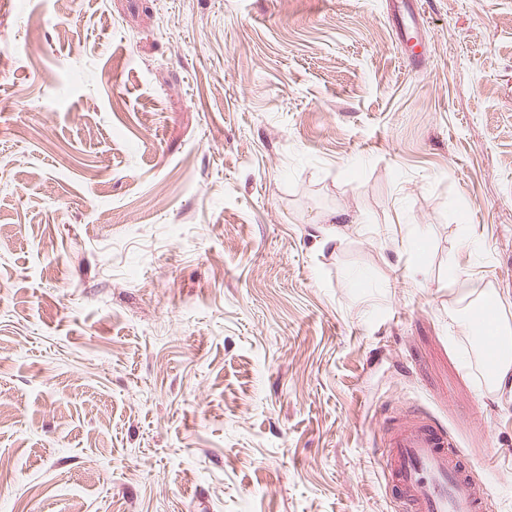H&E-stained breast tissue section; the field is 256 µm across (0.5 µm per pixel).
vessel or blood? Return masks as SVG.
Wrapping results in <instances>:
<instances>
[{
  "mask_svg": "<svg viewBox=\"0 0 512 512\" xmlns=\"http://www.w3.org/2000/svg\"><path fill=\"white\" fill-rule=\"evenodd\" d=\"M386 484L400 512H487L478 462L432 413L402 412L381 429Z\"/></svg>",
  "mask_w": 512,
  "mask_h": 512,
  "instance_id": "1",
  "label": "vessel or blood"
}]
</instances>
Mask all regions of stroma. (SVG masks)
<instances>
[{
	"instance_id": "35a3bbf8",
	"label": "stroma",
	"mask_w": 512,
	"mask_h": 512,
	"mask_svg": "<svg viewBox=\"0 0 512 512\" xmlns=\"http://www.w3.org/2000/svg\"><path fill=\"white\" fill-rule=\"evenodd\" d=\"M412 3L0 0V512H395L409 406L512 512V0ZM503 348L502 341L496 339L492 341L486 340L481 351L482 357L490 363L488 365L493 368L496 376L499 378H504L512 373V357L505 354ZM492 351L497 353V357L493 355Z\"/></svg>"
}]
</instances>
